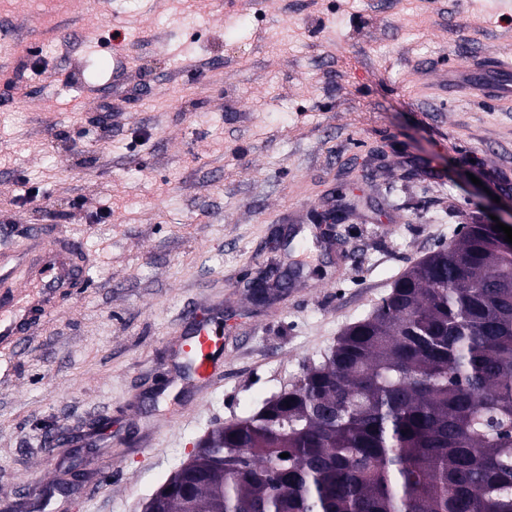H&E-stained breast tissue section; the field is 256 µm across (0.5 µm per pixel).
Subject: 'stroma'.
<instances>
[{"label":"stroma","mask_w":512,"mask_h":512,"mask_svg":"<svg viewBox=\"0 0 512 512\" xmlns=\"http://www.w3.org/2000/svg\"><path fill=\"white\" fill-rule=\"evenodd\" d=\"M508 51L512 0H0V238L58 227L92 259L0 363V512H144L411 266L505 218L512 99L448 68L510 84L480 65ZM219 311L202 396L175 347Z\"/></svg>","instance_id":"1"}]
</instances>
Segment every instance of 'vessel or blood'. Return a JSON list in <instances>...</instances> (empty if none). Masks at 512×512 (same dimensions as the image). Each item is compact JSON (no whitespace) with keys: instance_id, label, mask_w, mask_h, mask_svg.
Masks as SVG:
<instances>
[{"instance_id":"b4317fda","label":"vessel or blood","mask_w":512,"mask_h":512,"mask_svg":"<svg viewBox=\"0 0 512 512\" xmlns=\"http://www.w3.org/2000/svg\"><path fill=\"white\" fill-rule=\"evenodd\" d=\"M88 257L65 233H32L22 248H0V294L9 298L0 313V354L14 352L29 332L51 316L62 299L86 286ZM197 390H209L224 374V339L218 324L190 320L180 343Z\"/></svg>"}]
</instances>
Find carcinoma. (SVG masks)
<instances>
[{
  "label": "carcinoma",
  "mask_w": 512,
  "mask_h": 512,
  "mask_svg": "<svg viewBox=\"0 0 512 512\" xmlns=\"http://www.w3.org/2000/svg\"><path fill=\"white\" fill-rule=\"evenodd\" d=\"M288 457L282 458L280 454ZM145 512H512V250L469 224Z\"/></svg>",
  "instance_id": "1"
}]
</instances>
